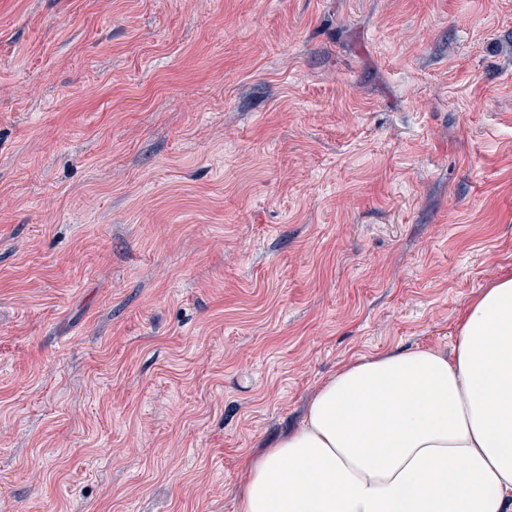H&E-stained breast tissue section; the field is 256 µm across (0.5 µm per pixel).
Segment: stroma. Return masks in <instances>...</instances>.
Returning a JSON list of instances; mask_svg holds the SVG:
<instances>
[{
	"mask_svg": "<svg viewBox=\"0 0 512 512\" xmlns=\"http://www.w3.org/2000/svg\"><path fill=\"white\" fill-rule=\"evenodd\" d=\"M506 271L512 0H0V512H239Z\"/></svg>",
	"mask_w": 512,
	"mask_h": 512,
	"instance_id": "35a3bbf8",
	"label": "stroma"
}]
</instances>
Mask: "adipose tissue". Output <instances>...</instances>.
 <instances>
[{
  "mask_svg": "<svg viewBox=\"0 0 512 512\" xmlns=\"http://www.w3.org/2000/svg\"><path fill=\"white\" fill-rule=\"evenodd\" d=\"M245 468L240 512H512V273L467 306L453 354L357 358Z\"/></svg>",
  "mask_w": 512,
  "mask_h": 512,
  "instance_id": "obj_1",
  "label": "adipose tissue"
}]
</instances>
